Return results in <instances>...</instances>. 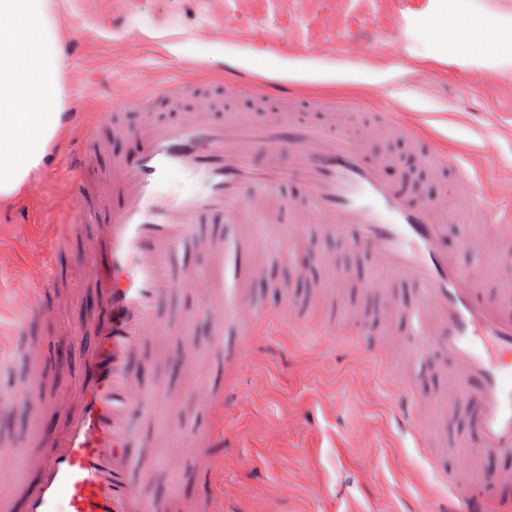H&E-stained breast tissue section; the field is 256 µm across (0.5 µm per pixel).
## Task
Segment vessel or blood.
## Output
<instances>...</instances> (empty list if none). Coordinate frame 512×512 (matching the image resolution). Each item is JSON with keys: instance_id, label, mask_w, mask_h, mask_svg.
<instances>
[{"instance_id": "b4317fda", "label": "vessel or blood", "mask_w": 512, "mask_h": 512, "mask_svg": "<svg viewBox=\"0 0 512 512\" xmlns=\"http://www.w3.org/2000/svg\"><path fill=\"white\" fill-rule=\"evenodd\" d=\"M225 13H258L263 30L244 28L236 40L243 46L278 55L325 54L307 19L294 31L274 25L281 0H224ZM341 55L358 63L371 62L385 44L340 36ZM258 89L268 102L287 100L284 83L259 81L243 69L225 72L216 84L195 90L202 103L194 112L172 120L121 121L148 99L183 101L186 89L167 82L144 95L130 85L116 87L108 100L107 120L116 136L135 139L140 149L132 159L113 158L111 168L98 165L101 144L88 136L71 156L67 173L73 196L91 226V245L84 248L99 309L73 335L88 352L74 409L36 459L11 447L0 448V471L9 473L31 461L37 479L18 483L0 494V512H158L151 493V471L140 465L146 442L130 423L133 413L154 414L155 399L139 384L135 367L150 338L162 328L159 307L176 289L198 288L214 310V349L224 358V375L232 377L255 350L262 321L241 281L217 293L210 278L180 263L186 246L202 251L206 260L222 265L227 254L275 251L295 257V243L312 224L329 238L353 242L371 258L377 272L372 288L397 283L410 287L413 299L400 305L390 295V308L401 309L415 324L409 356H426L435 372L454 389L453 415L464 424L452 435L459 465L443 477L450 489L445 512H497L512 496V474L482 468L484 460L512 451V293L489 290L485 281L467 275L457 253L448 249V210L468 214L476 234L465 237L464 249L483 253L492 271L512 266V212L488 195L482 174L456 156L440 153L434 142L415 133L407 113L384 84L368 86V99L379 102V122L354 132H336L326 116L325 100L313 101L316 120L268 113L251 122L236 113L218 115L209 100L218 92ZM411 139L427 170L450 177L453 204L424 195H410L390 177L393 159L376 154L372 144L379 130ZM262 165H255V156ZM194 181L177 191L173 176ZM305 185L302 197L284 189L294 179ZM219 220L238 224L233 240L199 233L198 227ZM238 339L225 343L226 327ZM199 403L231 408L232 387L214 393L200 387ZM405 427L418 446L434 447L445 419ZM224 435L203 437L195 450L203 476L216 467L208 451Z\"/></svg>"}]
</instances>
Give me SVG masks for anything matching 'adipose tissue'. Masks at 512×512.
I'll list each match as a JSON object with an SVG mask.
<instances>
[{"label": "adipose tissue", "instance_id": "obj_1", "mask_svg": "<svg viewBox=\"0 0 512 512\" xmlns=\"http://www.w3.org/2000/svg\"><path fill=\"white\" fill-rule=\"evenodd\" d=\"M54 0H0V205L21 196L64 129Z\"/></svg>", "mask_w": 512, "mask_h": 512}]
</instances>
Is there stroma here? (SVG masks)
Returning <instances> with one entry per match:
<instances>
[{
	"instance_id": "stroma-1",
	"label": "stroma",
	"mask_w": 512,
	"mask_h": 512,
	"mask_svg": "<svg viewBox=\"0 0 512 512\" xmlns=\"http://www.w3.org/2000/svg\"><path fill=\"white\" fill-rule=\"evenodd\" d=\"M406 0L400 22L385 32L400 65L381 60L369 65L350 62L328 66L315 59L263 58L259 71L283 77L307 93L336 101H356L365 83L390 81L394 97L437 137L447 152L476 160L482 138L495 139L498 163L487 175V186L497 190L512 177V60L494 63V81H484L488 67L473 50L452 54L447 32L458 31L460 21L480 19L486 27L512 21V8L493 0ZM57 22L66 39L63 78L68 101L79 104L65 124L53 156L58 169L40 170L27 193L0 206V332L9 333L23 308L18 290L25 270L38 266L50 253L69 297L48 288L42 303L55 308L54 316L33 321L29 333L38 349L37 365L22 357L0 369V441L26 446L40 436L41 422L60 420L79 378L84 347H67L69 357L56 362L64 336L75 322L90 313L89 271L80 263L83 228L80 212L59 168L71 151L82 146L89 124L105 110L97 82L117 84L128 77L127 55L141 48L138 86L147 91L171 77L189 78L187 64L196 59L213 67L246 57L235 45L238 29L257 26L254 16L229 18L200 14L191 0H137L126 14L122 0H56ZM180 51H172V40ZM73 238L64 241L62 229ZM309 252L341 258L351 267L352 279L337 278L335 267L315 262L295 272L278 254L266 256L267 276L251 292L267 319L261 331L279 348L278 354H260L236 377L237 403L228 411L206 407L195 399L198 383L184 366L157 360V351H180L192 340L199 365L208 372L214 392L224 390V368L213 351V316L198 289L182 288L160 307L158 316L167 333L149 341L138 364L146 389L165 386L170 398L152 420L135 418V428L161 434L176 421L183 447H196L203 435L224 431V450L213 458L224 476V512H419L434 507L446 487L429 463L428 450L416 447L401 431L404 411L397 387L412 379L422 418L447 407L451 389L437 381L427 361L411 360L404 352L413 338L411 325L393 315V329L381 335L372 316H345L334 338L316 332L326 321L327 306L336 290L355 295L370 305L362 285L370 273V259L354 244L342 243L310 229ZM311 306V325L298 333L280 329L275 315L289 302ZM377 349L383 364L356 362L352 346ZM32 382L39 390V408L14 399V383ZM152 491L156 499L173 504L210 497L212 487L200 474L198 458L189 454L174 469L163 462L162 448H154Z\"/></svg>"
}]
</instances>
